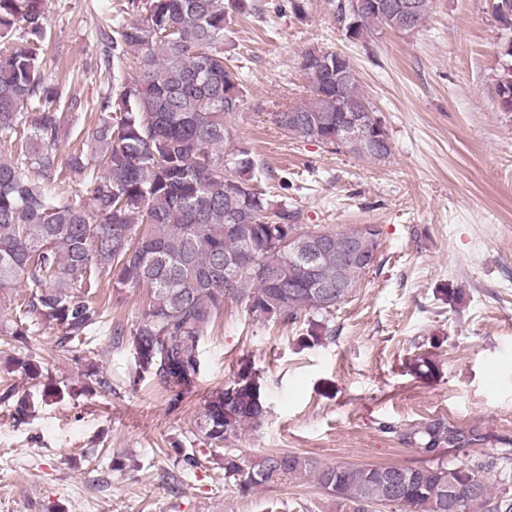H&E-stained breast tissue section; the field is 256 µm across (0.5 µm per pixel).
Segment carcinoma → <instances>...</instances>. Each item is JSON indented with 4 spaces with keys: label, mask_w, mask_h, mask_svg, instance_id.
<instances>
[{
    "label": "carcinoma",
    "mask_w": 512,
    "mask_h": 512,
    "mask_svg": "<svg viewBox=\"0 0 512 512\" xmlns=\"http://www.w3.org/2000/svg\"><path fill=\"white\" fill-rule=\"evenodd\" d=\"M413 3L410 12L402 8ZM385 13L364 11L357 39L378 28L408 33L420 29L430 0H385ZM246 0H127L124 13L137 19L111 20L100 28L104 50L99 73L109 95L94 121L91 149L74 146L60 161V141L76 100L65 98L45 58L48 20L44 0H0V40L18 29L19 41L0 50V147L20 146L18 158L0 161V297L15 310L5 336H26L35 325L52 326L60 344L76 347L101 321L104 310L91 297L103 280L147 289L145 307L130 344L138 373L158 379L178 404L200 374L199 347L224 311V301L244 304L263 319L293 321L310 315L307 346L329 339L323 321L336 304L318 305L297 263L278 245L299 228L300 213L260 188L261 173L251 152L233 148L232 120L241 110L243 86L227 64V8ZM141 57L139 74L128 81L116 70L127 51ZM331 50L302 53L300 67L309 96L275 115L289 136L335 145L336 128L376 111L354 77L336 84ZM498 94L512 98V66H502ZM117 89L119 116L106 115ZM83 178L76 199L54 197L48 187L72 176ZM365 234L380 246L381 231L362 224L329 232L319 257V274L329 284L353 286L369 273L358 263L340 264L336 250L349 235ZM245 258L266 272L242 273L235 287L224 282V259ZM27 289L17 301L14 291ZM28 378L41 375L31 356L7 358ZM18 397L16 413L33 403L16 388L0 390V401ZM266 413L252 371L213 391L200 432L214 446L258 427ZM422 452L434 456L454 440L439 424L413 432ZM491 464L437 461L402 467L407 481L397 512H448V482L475 488L469 512H512L508 492L496 493L484 477ZM391 465L320 466L298 453L251 460L224 454V474L248 493L264 485L312 475L329 495L353 512L386 504L382 473Z\"/></svg>",
    "instance_id": "1"
}]
</instances>
